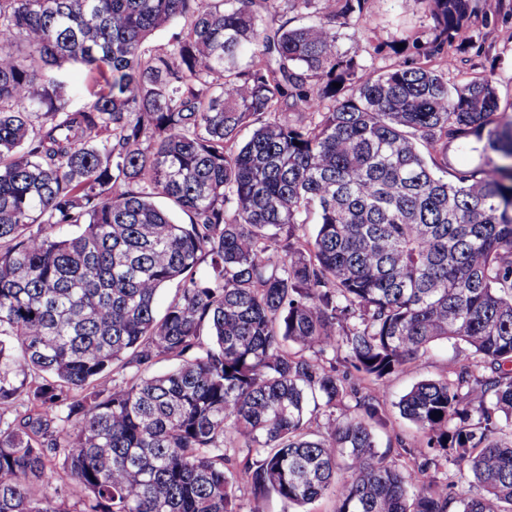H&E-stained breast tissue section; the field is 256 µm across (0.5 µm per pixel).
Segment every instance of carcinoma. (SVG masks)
<instances>
[{
	"label": "carcinoma",
	"mask_w": 512,
	"mask_h": 512,
	"mask_svg": "<svg viewBox=\"0 0 512 512\" xmlns=\"http://www.w3.org/2000/svg\"><path fill=\"white\" fill-rule=\"evenodd\" d=\"M425 2L377 72L336 32L369 0H0V512H244L239 438L257 501L512 512V114L432 66L512 3ZM441 342L464 357L400 399V468L377 393ZM319 397L356 414L315 432ZM442 457L469 490L422 480ZM68 73L67 94L75 103L82 102L90 83L87 70L78 64L68 63L65 66ZM475 147H480L475 141L460 144L454 143L448 147V158L454 165H475L479 160V152ZM227 453L236 457L238 462V467L235 470V476L237 485L239 486L238 495L241 497L242 503L244 504V510H248L250 506V502L252 500V495L249 487L246 485L244 481V475H241L240 470L242 469L243 463L248 458L249 460H253L256 458L255 452H249L248 448H245L243 443H239L235 445V448H228Z\"/></svg>",
	"instance_id": "obj_1"
}]
</instances>
